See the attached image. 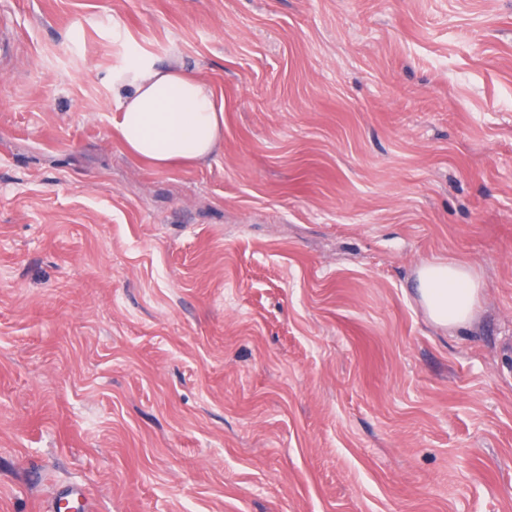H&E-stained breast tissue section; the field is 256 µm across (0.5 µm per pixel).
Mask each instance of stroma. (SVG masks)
Here are the masks:
<instances>
[{"mask_svg": "<svg viewBox=\"0 0 512 512\" xmlns=\"http://www.w3.org/2000/svg\"><path fill=\"white\" fill-rule=\"evenodd\" d=\"M143 57L212 87L209 161L123 149ZM67 489L512 512V0H0V512ZM417 279L432 321L449 327L470 323L481 288L472 270L455 263H427L418 269Z\"/></svg>", "mask_w": 512, "mask_h": 512, "instance_id": "35a3bbf8", "label": "stroma"}]
</instances>
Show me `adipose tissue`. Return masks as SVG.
I'll use <instances>...</instances> for the list:
<instances>
[{"label": "adipose tissue", "instance_id": "ef3b65f1", "mask_svg": "<svg viewBox=\"0 0 512 512\" xmlns=\"http://www.w3.org/2000/svg\"><path fill=\"white\" fill-rule=\"evenodd\" d=\"M113 127L134 158L168 168L211 158L224 138V108L211 86L171 63L142 60L109 78ZM419 292L432 321L451 327L470 323L481 284L467 266L438 262L417 271Z\"/></svg>", "mask_w": 512, "mask_h": 512}]
</instances>
